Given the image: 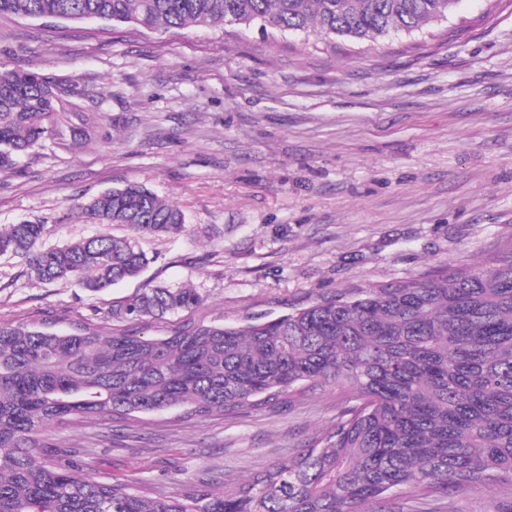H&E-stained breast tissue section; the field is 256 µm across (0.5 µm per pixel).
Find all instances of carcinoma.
<instances>
[{
	"instance_id": "obj_1",
	"label": "carcinoma",
	"mask_w": 512,
	"mask_h": 512,
	"mask_svg": "<svg viewBox=\"0 0 512 512\" xmlns=\"http://www.w3.org/2000/svg\"><path fill=\"white\" fill-rule=\"evenodd\" d=\"M458 0H0V16L102 20L150 30L258 25L375 42L448 19ZM59 88L0 64V169L52 132ZM87 222L120 225L45 246V222L0 231V255L45 283L103 292L154 258L136 240L186 230L183 212L128 183L78 204ZM188 287L155 285L57 332L0 322V512H406L473 486L505 484L512 504V248L467 270L356 288L272 319L230 326L194 318L162 338L138 324L191 312ZM348 391L336 424L249 479L150 495L102 482L52 451L76 419H125L179 407L186 417L237 413L290 391Z\"/></svg>"
}]
</instances>
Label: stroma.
Returning a JSON list of instances; mask_svg holds the SVG:
<instances>
[{
	"mask_svg": "<svg viewBox=\"0 0 512 512\" xmlns=\"http://www.w3.org/2000/svg\"><path fill=\"white\" fill-rule=\"evenodd\" d=\"M0 60L61 89L52 136L0 170V230L43 220L45 245L90 237L76 202L133 182L187 225L141 239L153 263L98 294L0 256V321L60 331L166 284L195 289L196 319L241 325L512 248V0H459L448 20L375 44L4 16ZM345 397L336 386L235 415L81 420L50 441L102 480L174 495L278 462ZM501 503L473 487L441 512Z\"/></svg>",
	"mask_w": 512,
	"mask_h": 512,
	"instance_id": "1",
	"label": "stroma"
}]
</instances>
